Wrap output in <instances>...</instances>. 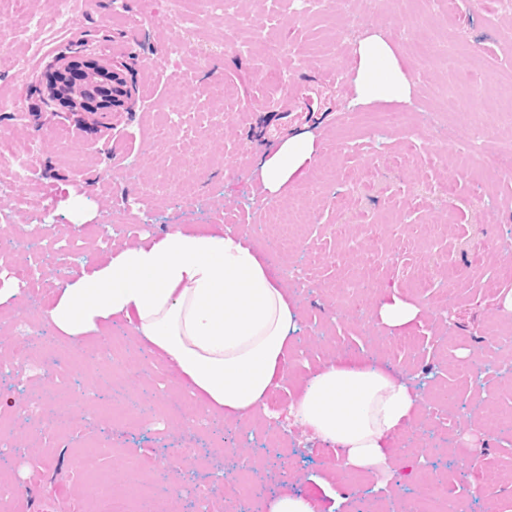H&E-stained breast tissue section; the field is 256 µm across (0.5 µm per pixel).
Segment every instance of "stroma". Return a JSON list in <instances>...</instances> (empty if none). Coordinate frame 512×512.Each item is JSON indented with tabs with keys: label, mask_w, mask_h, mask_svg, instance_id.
Masks as SVG:
<instances>
[{
	"label": "stroma",
	"mask_w": 512,
	"mask_h": 512,
	"mask_svg": "<svg viewBox=\"0 0 512 512\" xmlns=\"http://www.w3.org/2000/svg\"><path fill=\"white\" fill-rule=\"evenodd\" d=\"M47 8L46 0H0V13L15 20L0 46V87L19 99L25 113L19 119L0 112V134L15 137L20 149L36 148L31 176L56 190L57 227L94 237L111 220L118 199L139 192L151 221L144 233L124 236L127 244L174 228L222 224L243 227L265 253L279 225L290 224L302 247L283 254L282 262L304 271L309 284L282 282L300 321L284 362V391L295 394L302 379L345 352L389 367L420 392L412 426L430 446L421 454L395 453L392 481L382 485L370 473L342 468L333 448L302 429L262 414L227 420L213 413L205 429H187L181 415L194 412L198 400L129 325L114 324L83 342L98 346L121 337L120 362L104 363L92 374L79 362L71 364L70 387L59 401L77 396L85 404L53 457L45 456L35 429L18 414L23 397L38 393L35 379L22 378L16 366L0 374V434L12 441L0 447V473L16 489L10 512H97L86 485L108 474L124 487L128 464L145 458L156 465L138 475L144 512H197L196 493L203 488L214 489L213 501L221 503L219 475L236 480L246 512H263L265 501L283 491L308 498L316 512H375L381 502L388 512H403L410 502L419 512H437L446 498L459 512H487L492 501L512 512V484L496 479L512 467V390L503 381L481 385L468 374L494 359L487 346L490 330L512 322V313L502 311L512 289L504 283L487 287L501 266L512 264V175L486 173L479 158L459 157L455 148L477 119L489 128L487 148L512 143V124L498 119L512 102V13L501 0H441L427 14L418 0H380L376 6L349 0L342 8L326 0L309 14L300 0H240L236 14H218L199 26L209 63L179 61L154 71L150 59L174 34L167 0H83L78 23L54 36L26 25L28 15ZM132 14L141 19L136 32L127 22ZM246 15L258 25L240 30L250 49H222L225 30L240 29ZM411 20L426 45L440 43L450 51L464 45L487 76L485 88L464 108L447 111L439 94L447 85L468 92L454 68L404 43L401 31ZM372 34L385 38L404 61L408 100L353 104L350 52ZM260 37L283 44L286 54L263 55L255 45ZM80 41L85 48L79 61L113 62L132 94L107 109V128L79 115L61 118V104L49 97L46 78L56 71L57 57ZM23 66L26 76L17 77ZM267 70L283 71L296 97H311L308 116L289 123L269 107ZM173 98L189 100L196 112L222 108L230 115L224 131L209 133L201 165L185 166L177 144L156 142L165 120L159 105ZM381 112L400 113L399 126L370 130ZM290 134L312 135L321 155L275 201V220L266 223L255 207L257 163ZM341 143L348 144L346 153L336 152ZM106 170L118 180L103 195L96 180ZM161 174L175 183L195 182L197 205L177 206L164 190L147 194ZM431 255L442 266L423 292L414 272ZM367 272L374 277L368 291L333 312L337 285ZM387 291L421 307L410 333L416 342H436L438 380L426 375L428 362L418 350L386 354L381 332L360 327V316L373 312L376 298ZM46 306V300L22 296L0 304V345H24L33 329L68 346L69 338L55 334L47 321ZM24 311L26 326L17 321ZM19 380L26 382V394L12 392ZM442 406L448 424L439 431L432 412ZM492 413L500 421L488 432L484 425ZM242 456L250 459L249 468L239 467Z\"/></svg>",
	"instance_id": "35a3bbf8"
}]
</instances>
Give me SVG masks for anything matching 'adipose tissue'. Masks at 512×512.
Instances as JSON below:
<instances>
[{"mask_svg": "<svg viewBox=\"0 0 512 512\" xmlns=\"http://www.w3.org/2000/svg\"><path fill=\"white\" fill-rule=\"evenodd\" d=\"M351 54L358 101L408 98L410 83L383 38L369 36ZM319 153L314 137L298 134L265 154L259 171L269 198L284 197ZM375 311L380 326L397 336L421 314L394 292L379 295ZM46 316L74 341L116 322L131 325L208 410L229 419L264 409L297 329L268 261L247 235L221 225L202 233L176 228L87 262L58 290ZM418 403L388 370L339 356L303 380L288 413L312 438L341 451L345 466L371 471L388 467L390 444L413 421Z\"/></svg>", "mask_w": 512, "mask_h": 512, "instance_id": "obj_1", "label": "adipose tissue"}]
</instances>
